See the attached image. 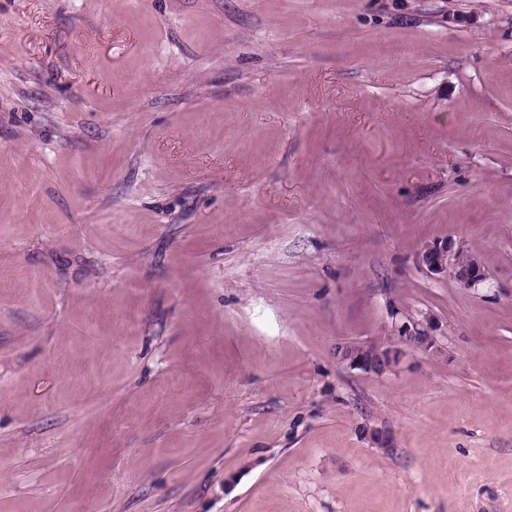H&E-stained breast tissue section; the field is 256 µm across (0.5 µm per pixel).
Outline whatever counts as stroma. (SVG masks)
I'll return each mask as SVG.
<instances>
[{
    "label": "stroma",
    "mask_w": 512,
    "mask_h": 512,
    "mask_svg": "<svg viewBox=\"0 0 512 512\" xmlns=\"http://www.w3.org/2000/svg\"><path fill=\"white\" fill-rule=\"evenodd\" d=\"M0 512H512V0H0ZM419 265L432 276H451L463 288H477L487 281L481 263L461 241L425 244L418 255ZM433 328L430 316L420 314V318H411L401 324L397 330L398 336H393L390 344L348 343L338 346L336 355L350 369L381 375L393 368L406 349L440 353L442 347L432 333Z\"/></svg>",
    "instance_id": "stroma-1"
}]
</instances>
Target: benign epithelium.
<instances>
[{
	"instance_id": "benign-epithelium-1",
	"label": "benign epithelium",
	"mask_w": 512,
	"mask_h": 512,
	"mask_svg": "<svg viewBox=\"0 0 512 512\" xmlns=\"http://www.w3.org/2000/svg\"><path fill=\"white\" fill-rule=\"evenodd\" d=\"M419 265L432 276H451L463 288H476L487 281L481 263L460 241L426 244L418 255ZM408 349L439 353L442 347L433 335L430 316L411 318L398 327V336L387 345L348 343L336 349L337 357L349 368L366 374L390 371Z\"/></svg>"
}]
</instances>
